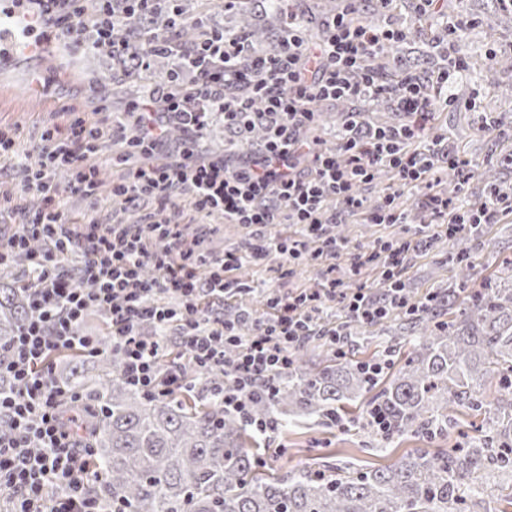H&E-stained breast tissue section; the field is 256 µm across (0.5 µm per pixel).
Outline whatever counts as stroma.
Returning a JSON list of instances; mask_svg holds the SVG:
<instances>
[{
    "label": "stroma",
    "instance_id": "1",
    "mask_svg": "<svg viewBox=\"0 0 512 512\" xmlns=\"http://www.w3.org/2000/svg\"><path fill=\"white\" fill-rule=\"evenodd\" d=\"M456 50L466 57L470 77L454 88L457 106L437 113L433 126L447 135L455 152L470 161L476 175L463 184L455 183L444 169L437 170L435 176L449 197L472 204L483 188L479 174L488 158L499 159L512 154V138L493 144L475 134L477 123L487 112L497 114L506 126H512V14L501 15L492 24L468 30ZM111 72L112 61L106 56L93 61L77 56L67 61L57 54L45 52L20 54L0 61V128L17 130L20 157L16 163L0 160V196H20L25 204L34 205V197L23 190V166L37 161L36 149L42 142L45 126L50 123L65 125L69 109H79L86 119L98 120L99 102L90 89L91 83L99 81L105 85L113 110L125 107L129 97L123 89L112 85ZM38 73L48 81L42 92L35 91L32 85V78ZM119 152L116 139L106 138L101 140L97 152L90 158L91 165L100 174L97 215L105 223L132 219L130 213L113 203L110 195L113 182L119 181L124 174V168L118 161ZM339 231L348 247L356 249L381 239L412 236L414 227L410 224H373L363 213L343 218ZM185 232L191 238L202 237L204 250L214 255L244 249L248 240L246 229L238 224L225 223L219 213L208 217L206 223L186 225ZM417 242V249L408 258L405 281L410 282L421 295L455 281L456 271L448 263L447 240L428 235L418 237ZM476 252L479 268L486 276L496 272L503 259L512 258V214L488 226ZM325 270L326 264L322 261L304 265L288 275L283 274L274 261L244 263L235 276L246 284L247 290L237 296L233 307L263 314L268 290L288 294L317 287ZM481 422V417L464 413L457 423L449 426L447 434L428 441L401 438L383 451L372 448L367 434L361 429L340 431L318 424L313 419L305 420L286 432L263 435L259 442L268 467L278 475L287 474L292 469H306L323 460L340 467L381 468L419 448L453 447L473 435L475 426Z\"/></svg>",
    "mask_w": 512,
    "mask_h": 512
}]
</instances>
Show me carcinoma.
I'll use <instances>...</instances> for the list:
<instances>
[{"mask_svg": "<svg viewBox=\"0 0 512 512\" xmlns=\"http://www.w3.org/2000/svg\"><path fill=\"white\" fill-rule=\"evenodd\" d=\"M218 12L203 7L195 16L182 6L160 3L118 27L112 76L130 81L140 59L164 38L175 45L197 42L204 32L222 33ZM480 132L507 137L496 117L482 118ZM448 263L461 280L451 291L414 314L391 308L377 324L399 322L408 354L394 342L384 348L390 368L376 380L364 377L349 356L320 337L321 352L307 346L292 352L288 369L261 386L250 403L255 418L287 430L304 419L330 423L339 414L374 430L378 448L402 437L432 438L448 431L454 405L485 415L481 434L453 448L418 449L385 468L351 469L323 461L278 478L260 462L255 430L238 415L222 412L204 392L234 384L237 349L226 350L225 367L205 374L190 364L181 369L187 389L149 400L126 384L121 360H96L102 377L88 379L63 358L62 383L89 407L94 467L91 489L112 497V512H473L478 501L512 507V292L505 295L492 277L467 291L476 269L473 253L451 243ZM26 285L0 284V344L6 346L28 317ZM346 338L364 334L367 324L339 319ZM501 396L487 399V387ZM386 416L382 430L373 408Z\"/></svg>", "mask_w": 512, "mask_h": 512, "instance_id": "1", "label": "carcinoma"}]
</instances>
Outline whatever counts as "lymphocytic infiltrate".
Here are the masks:
<instances>
[{
    "instance_id": "f902f5d3",
    "label": "lymphocytic infiltrate",
    "mask_w": 512,
    "mask_h": 512,
    "mask_svg": "<svg viewBox=\"0 0 512 512\" xmlns=\"http://www.w3.org/2000/svg\"><path fill=\"white\" fill-rule=\"evenodd\" d=\"M272 2L288 17L276 55L256 49L242 33L208 36L175 48L179 77L145 89L122 111H113L104 98L98 121L74 111L66 127H46L39 160L25 169L24 188L40 206L25 213L12 234L0 236V272L22 258L31 278L30 315L11 344L0 347V377L13 382L10 391H0V493L8 497L9 512H101L88 492L92 451L75 438L82 404L54 380L60 354L118 356L129 386L152 399L169 397L184 386L180 367L165 362L170 328H177L198 370L223 366L237 336V320L225 315L223 303L239 294L231 274L243 263L274 260L290 272L345 251L351 269L378 264L389 305L413 312L417 306L403 293V272L415 241L380 240L351 252L333 234L334 224L364 210L375 224L409 223L397 200L413 189L422 191L429 217L418 233L452 238L465 225L487 223L489 206L462 209L452 218L447 197L430 190L435 169L468 166L449 152L444 135L426 130L433 114L455 106L458 67L386 83L368 61L404 41L405 27L386 17L362 18V0H339L313 42L295 0ZM1 10L19 15L25 26L9 53L33 42L73 53L84 49L80 0H8ZM380 97L401 113L400 125L359 129L356 116ZM327 101L350 104V123L332 149L310 134ZM217 120L235 139L224 153L212 154L205 138ZM174 128L182 132L180 141L170 137ZM107 135L121 142L118 160L125 167L112 185L113 201L134 213L152 200L156 212L130 224L92 217L74 222L61 199L75 195L96 207L101 181L88 159ZM61 169L69 173L63 184L55 179ZM384 169L398 183L366 210L360 188ZM215 212L248 229L247 251L212 256L187 242L185 219L200 224ZM276 224H293L297 231L270 234ZM161 293L176 297L177 307L157 303ZM332 303L366 323L383 317L387 307L374 301L369 288L345 287L332 270L319 287L269 292L268 315L252 317L253 334L236 356L235 383L222 393L224 410L249 417L252 387L287 369L291 351L309 336L342 344L335 324L321 321ZM93 310L104 317L106 335L86 331Z\"/></svg>"
}]
</instances>
